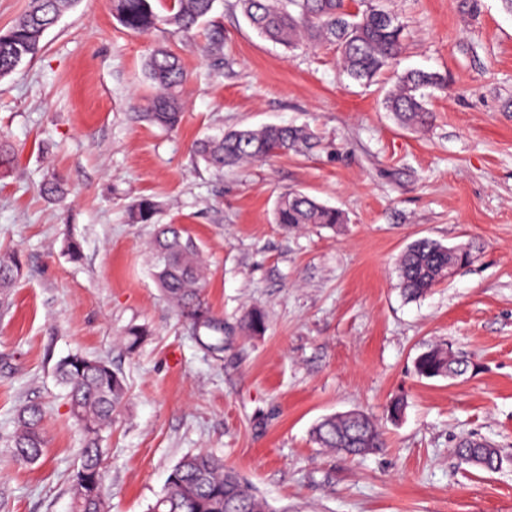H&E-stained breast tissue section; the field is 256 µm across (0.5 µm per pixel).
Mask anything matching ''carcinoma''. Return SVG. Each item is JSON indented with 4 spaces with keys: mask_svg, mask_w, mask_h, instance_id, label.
I'll return each instance as SVG.
<instances>
[{
    "mask_svg": "<svg viewBox=\"0 0 512 512\" xmlns=\"http://www.w3.org/2000/svg\"><path fill=\"white\" fill-rule=\"evenodd\" d=\"M77 0H28L24 13L0 30V78L13 73L26 59L43 48L45 33ZM161 0H112V17L124 28L146 33L153 30L189 38L194 31L208 30L205 54L222 59L224 35L213 24L218 0H170L159 10ZM250 26L262 37L288 50L328 43L336 48L342 72L350 79L368 84L377 81L398 59L402 50L403 25L383 6L370 5L353 11L347 0H237ZM146 77L157 89L145 117L148 121L174 128L182 120V89L187 75L179 56L163 44L150 49ZM443 84L432 72L411 70L398 78L396 88L385 98V107L401 122L424 126L430 111L422 90ZM312 148L311 133L301 127L266 126L260 129H232L218 137L194 144L197 159L218 171L244 161L266 159L290 151ZM157 203L139 199L131 209L135 224L154 225L150 241L152 275L167 299L189 324L199 342L212 354L224 353L226 337L234 331L224 327V318L213 313L204 292L203 253L196 240L179 224H157ZM275 222L287 229L306 224L332 227L344 222L341 211L320 204L314 198L288 192L280 197ZM22 261L16 254L0 256V306L21 275ZM448 271V247L432 239L410 244L399 259L400 286L406 297L420 298ZM267 330L265 314L249 311L239 321L245 336H261ZM468 369V362L448 357V349L431 347L414 361L420 378H448ZM59 385L66 391L69 412L82 433L77 449L79 466L72 476V512H108L105 490L106 433L112 429L114 414L126 402L129 392L123 375L102 358L74 351L54 365ZM44 409L37 404L19 407L16 426L9 442L13 459L33 464L43 455L47 439L42 429ZM312 440L320 448L348 456L373 454L382 448L376 421L369 415H330L312 428ZM457 454L464 462L478 459L492 470L502 464L493 446L462 440ZM149 512H273L253 487L236 471L224 467L221 458L199 451L179 460L171 469L164 488Z\"/></svg>",
    "mask_w": 512,
    "mask_h": 512,
    "instance_id": "1",
    "label": "carcinoma"
}]
</instances>
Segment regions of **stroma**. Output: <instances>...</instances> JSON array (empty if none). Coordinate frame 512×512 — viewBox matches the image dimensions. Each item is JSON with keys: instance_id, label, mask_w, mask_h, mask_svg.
Returning a JSON list of instances; mask_svg holds the SVG:
<instances>
[{"instance_id": "35a3bbf8", "label": "stroma", "mask_w": 512, "mask_h": 512, "mask_svg": "<svg viewBox=\"0 0 512 512\" xmlns=\"http://www.w3.org/2000/svg\"><path fill=\"white\" fill-rule=\"evenodd\" d=\"M404 27L396 65L378 82L343 75L333 46L287 53L259 37L236 0L216 20L224 59L121 27L109 0H78L42 51L0 79V135L17 152L0 176V253L23 277L0 311V512H70L79 434L54 363L69 352L118 368L129 400L112 425L111 512H147L171 468L207 451L276 512H512V11L503 0H386ZM181 53L184 119L167 130L140 114L154 42ZM439 74L433 120L402 125L384 107L399 75ZM293 125L315 147L216 172L194 141L230 128ZM66 182L62 201L42 182ZM299 190L341 210L342 224L283 229L277 200ZM159 221L201 244L207 300L227 326L262 310L265 335L232 336L215 359L158 288L132 223L141 197ZM467 246L471 262L406 299L398 260L413 241ZM80 241L83 257L66 246ZM146 334L135 350L130 328ZM475 364L420 379L430 346ZM406 401L398 423L393 397ZM46 410L48 446L14 462L15 408ZM361 410L384 447L349 458L318 448L320 418ZM464 438L499 448L489 472L462 463Z\"/></svg>"}]
</instances>
